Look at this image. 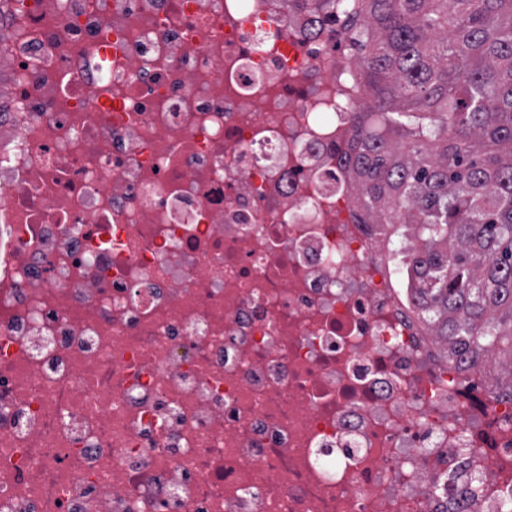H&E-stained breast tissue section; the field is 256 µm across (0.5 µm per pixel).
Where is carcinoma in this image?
I'll return each mask as SVG.
<instances>
[{"label":"carcinoma","instance_id":"1","mask_svg":"<svg viewBox=\"0 0 512 512\" xmlns=\"http://www.w3.org/2000/svg\"><path fill=\"white\" fill-rule=\"evenodd\" d=\"M353 14L339 163L398 287L466 377L512 395V0H317Z\"/></svg>","mask_w":512,"mask_h":512}]
</instances>
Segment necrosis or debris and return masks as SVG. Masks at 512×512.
I'll use <instances>...</instances> for the list:
<instances>
[{
	"instance_id": "1",
	"label": "necrosis or debris",
	"mask_w": 512,
	"mask_h": 512,
	"mask_svg": "<svg viewBox=\"0 0 512 512\" xmlns=\"http://www.w3.org/2000/svg\"><path fill=\"white\" fill-rule=\"evenodd\" d=\"M345 21L0 0V512H512L337 164Z\"/></svg>"
}]
</instances>
